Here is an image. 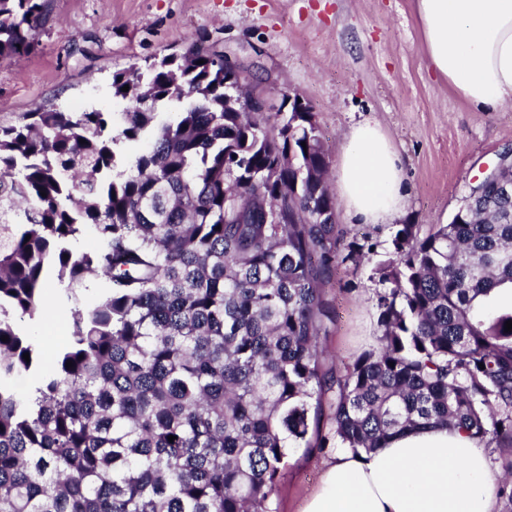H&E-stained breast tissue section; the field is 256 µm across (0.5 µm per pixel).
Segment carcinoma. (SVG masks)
<instances>
[{
  "mask_svg": "<svg viewBox=\"0 0 512 512\" xmlns=\"http://www.w3.org/2000/svg\"><path fill=\"white\" fill-rule=\"evenodd\" d=\"M46 2L0 0L1 59L33 50ZM111 87L125 111L0 127V512H276L326 395L321 448L441 426L512 449V307L487 305L512 286V195L398 225L378 346L324 372L328 275L374 250L329 222L315 113L234 111L224 54L197 43ZM51 286L69 340L47 361L19 322Z\"/></svg>",
  "mask_w": 512,
  "mask_h": 512,
  "instance_id": "1",
  "label": "carcinoma"
}]
</instances>
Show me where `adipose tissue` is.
Listing matches in <instances>:
<instances>
[{
  "label": "adipose tissue",
  "instance_id": "obj_1",
  "mask_svg": "<svg viewBox=\"0 0 512 512\" xmlns=\"http://www.w3.org/2000/svg\"><path fill=\"white\" fill-rule=\"evenodd\" d=\"M437 77L472 108L512 102V0H415ZM336 194L349 221L390 224L403 213L402 160L379 124L350 127L337 161ZM495 475L465 433L425 428L371 454L324 460L302 512H496Z\"/></svg>",
  "mask_w": 512,
  "mask_h": 512
}]
</instances>
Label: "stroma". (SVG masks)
<instances>
[{"instance_id": "1", "label": "stroma", "mask_w": 512, "mask_h": 512, "mask_svg": "<svg viewBox=\"0 0 512 512\" xmlns=\"http://www.w3.org/2000/svg\"><path fill=\"white\" fill-rule=\"evenodd\" d=\"M48 10L34 50L0 60L1 126L42 108L119 111L114 72L200 40L253 65L257 80L272 78L278 95L308 101L330 160L353 124L379 123L405 169L402 223H449L471 182L512 146V103L477 111L433 73L414 0H49ZM380 289L371 264L332 272L324 368L376 346ZM331 453H291L277 512H301Z\"/></svg>"}]
</instances>
